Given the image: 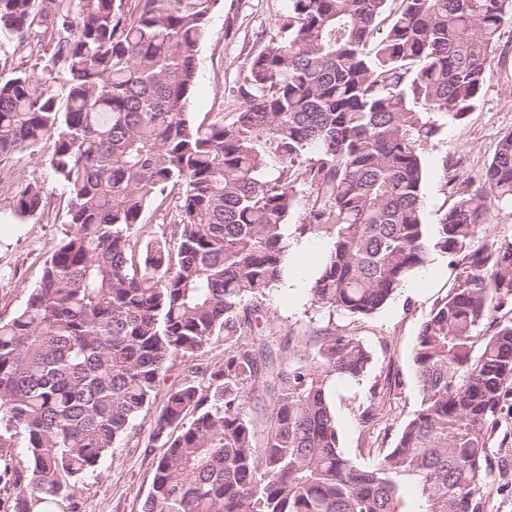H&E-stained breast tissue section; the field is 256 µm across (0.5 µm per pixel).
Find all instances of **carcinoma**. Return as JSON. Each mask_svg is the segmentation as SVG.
<instances>
[{
	"label": "carcinoma",
	"instance_id": "obj_1",
	"mask_svg": "<svg viewBox=\"0 0 512 512\" xmlns=\"http://www.w3.org/2000/svg\"><path fill=\"white\" fill-rule=\"evenodd\" d=\"M215 2L52 0L51 69L0 81V165L51 138L68 195L69 231L0 320V454L18 434L27 452L15 512L70 500L178 359L192 366L155 411L163 452L144 512H483L512 397V238L481 229L492 204L512 205V131L437 224L423 219L419 146L476 105L512 0H289L233 121L196 123L187 102ZM36 6L0 0V35ZM305 186L315 199L297 230L329 238L316 308L367 318L435 259L454 273L413 346L419 408L366 465L340 449L332 384L361 380L369 348L327 326L295 349L260 324ZM171 195V238L143 243L144 209ZM43 206L29 183L15 213ZM221 338L224 359L197 364Z\"/></svg>",
	"mask_w": 512,
	"mask_h": 512
}]
</instances>
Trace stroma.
<instances>
[{
	"mask_svg": "<svg viewBox=\"0 0 512 512\" xmlns=\"http://www.w3.org/2000/svg\"><path fill=\"white\" fill-rule=\"evenodd\" d=\"M288 12V0H217L208 33L197 52L196 83L187 103L198 121H232L243 99L240 89L249 63L268 41ZM51 48L40 26L24 37L0 38V81L16 71L41 72ZM512 131V22L505 23L494 68L482 95L465 121L444 125L423 144L425 223H438L456 199L457 190L478 181L497 144ZM52 141L34 153L15 154L0 170V318L11 317L39 281L51 247L66 230L67 196L50 166ZM38 183L45 193L41 212L25 218L15 213L16 193L26 183ZM439 277L411 293L400 288L392 299L368 318L334 317L312 306L308 290L288 291L277 286L263 302L274 338L309 341L321 328L333 326L354 334L368 345L373 361L360 384L338 387L333 405L340 448L355 462L368 460L372 448L389 447L399 423L410 418L420 403L411 352L423 319L437 298L453 285L447 259L434 261ZM380 384L385 396L375 416L361 412L369 387ZM150 422L138 420L120 440L100 473L81 480L66 502L67 512H143L151 489L159 448L149 447ZM493 477L485 512H512V400L505 402L492 442Z\"/></svg>",
	"mask_w": 512,
	"mask_h": 512,
	"instance_id": "obj_1",
	"label": "stroma"
}]
</instances>
